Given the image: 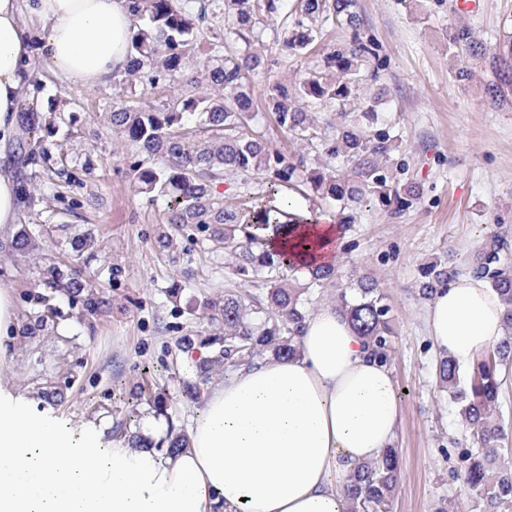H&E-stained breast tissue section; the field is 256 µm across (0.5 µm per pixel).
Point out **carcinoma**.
<instances>
[{
    "label": "carcinoma",
    "instance_id": "cac0c4a2",
    "mask_svg": "<svg viewBox=\"0 0 512 512\" xmlns=\"http://www.w3.org/2000/svg\"><path fill=\"white\" fill-rule=\"evenodd\" d=\"M285 0H126L132 17L128 46L129 77L146 78L150 89L163 85L169 91L158 103L137 102L112 111V132L123 146L133 145L140 159L131 165L135 191L155 202L166 201V223L191 229L224 246L237 262V272L266 284L264 297L250 299L236 291L224 299L204 304L202 315L213 330L204 336L182 338L183 348L199 346L207 357L196 364L194 381L183 384L186 399L200 398L201 383L216 369L238 370L254 365L265 353L276 357L297 354V339L308 317L307 304L313 290L336 288V307L343 311L354 331L362 336L380 360L391 363L392 325L386 296L366 276L357 288L344 282L336 264L310 267L298 287L282 283L280 273L299 272L294 257L267 248L268 231L280 233L301 220L277 205L281 187L297 179L305 154L314 153L315 166L307 180L319 194L336 202L338 223H351L347 210L369 202L392 213L410 208L418 198L416 186L402 184L394 174L392 153L399 138L390 129L377 126L381 94L364 97L361 86L380 79L379 45L361 32L357 0H295L290 27L279 31L268 20L282 9ZM224 18V37L242 44L240 53L226 55L213 49L206 63L196 68L191 55L199 34L198 21L207 13ZM346 25L351 38L343 46L323 53L320 59L296 72L289 83L268 87V104L279 128L292 140L293 153L284 157L269 151L262 136L249 125L253 111L251 81L272 71L273 51L301 58L321 39L329 26ZM449 44L465 48L475 57L479 46L471 28L461 25L449 35ZM508 56L492 59L502 73L499 82L488 84L491 104L501 101L499 83L512 84V39ZM328 109L336 121L319 127L315 111ZM198 116L190 130L184 114ZM16 145L34 164L43 154V142L58 130L57 111L28 110L19 113ZM348 163L336 168V158ZM268 174L258 194L243 206L224 205V197L213 191L220 180L240 181L249 186L250 176ZM59 248L38 270L35 287L39 307L20 327L22 336H35L54 324L58 312L51 298L61 295L80 306L88 317L102 316L110 309L104 288L119 272L116 267L100 270L92 277L54 256L58 251L82 257L97 244V230L88 225L72 234L69 225ZM44 240L38 224L20 223L11 239L0 248L23 258L40 249ZM469 272L487 279L504 306L505 336L493 355L478 357L470 375L461 379L460 366L446 355L440 357L441 388L460 405L461 416L479 451L462 453L465 489L482 503V512H512V460L499 462L497 450L509 442L499 412L497 366L512 361V254L507 243L494 232L483 238ZM459 269L445 261L422 270L420 295L433 300L438 288L448 285ZM163 443L165 454L187 447L186 436L170 428ZM399 451L384 450L375 462L359 464L345 487L348 512H390L400 480Z\"/></svg>",
    "mask_w": 512,
    "mask_h": 512
}]
</instances>
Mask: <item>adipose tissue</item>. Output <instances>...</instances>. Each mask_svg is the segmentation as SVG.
I'll return each mask as SVG.
<instances>
[{"label":"adipose tissue","mask_w":512,"mask_h":512,"mask_svg":"<svg viewBox=\"0 0 512 512\" xmlns=\"http://www.w3.org/2000/svg\"><path fill=\"white\" fill-rule=\"evenodd\" d=\"M125 0H0V142L16 130L33 41L66 84L98 86L128 63ZM485 279L459 275L428 316L436 348L467 365L504 336ZM400 407L389 365L333 306L306 319L299 351L211 383L187 448L104 449L0 387V512H346L343 487L392 446Z\"/></svg>","instance_id":"obj_1"}]
</instances>
